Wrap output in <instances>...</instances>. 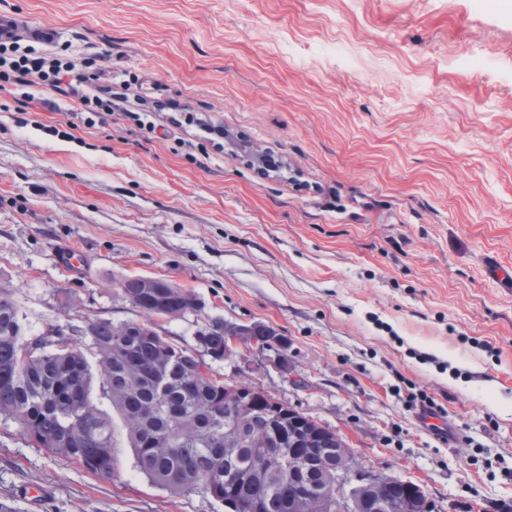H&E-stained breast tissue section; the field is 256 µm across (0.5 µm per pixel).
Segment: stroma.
<instances>
[{
  "mask_svg": "<svg viewBox=\"0 0 512 512\" xmlns=\"http://www.w3.org/2000/svg\"><path fill=\"white\" fill-rule=\"evenodd\" d=\"M58 28L38 53L96 62L107 124L61 134L77 98L0 91V278L29 334L144 322L131 276L187 289L157 320L196 346L209 324L261 323L274 353L213 362L345 437L361 468L421 484L439 512H512V0H0ZM176 102L192 126L140 125L132 101ZM270 154L278 171L258 173ZM88 259L66 276L58 247ZM442 403L437 440L400 396ZM109 480L30 445L0 418V503L14 512H225L134 465L115 427ZM43 490L39 500L30 493ZM186 120H188L187 123L189 125H194L200 131L209 135L210 137H204L213 142L217 148L224 149V127L216 125L204 117H194V115L191 113H188Z\"/></svg>",
  "mask_w": 512,
  "mask_h": 512,
  "instance_id": "35a3bbf8",
  "label": "stroma"
}]
</instances>
